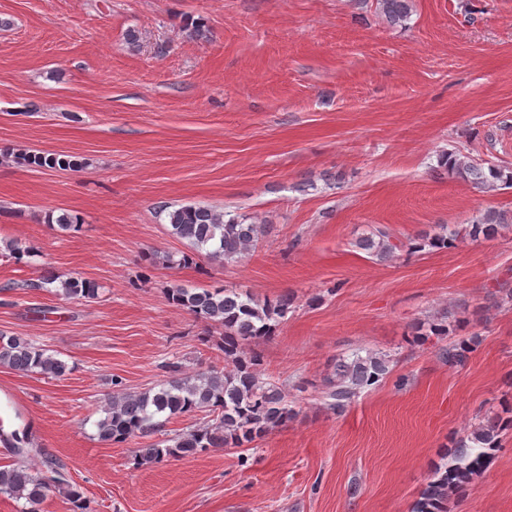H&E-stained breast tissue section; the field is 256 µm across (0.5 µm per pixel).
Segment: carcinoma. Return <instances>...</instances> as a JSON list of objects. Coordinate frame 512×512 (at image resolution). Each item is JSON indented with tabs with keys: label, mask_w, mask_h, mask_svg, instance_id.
Returning <instances> with one entry per match:
<instances>
[{
	"label": "carcinoma",
	"mask_w": 512,
	"mask_h": 512,
	"mask_svg": "<svg viewBox=\"0 0 512 512\" xmlns=\"http://www.w3.org/2000/svg\"><path fill=\"white\" fill-rule=\"evenodd\" d=\"M412 0H376V10L393 26H403L412 13ZM23 160L34 167L68 170L88 166L67 155L29 153ZM439 168L456 178L493 191L498 185L512 186V169L506 166L487 168L467 156L443 153ZM170 235L189 243L192 252L182 255L178 264L194 262L195 256L205 254L219 262H235L256 249L259 241L270 232L268 224L245 223V219L225 218L221 210L200 203L164 207ZM512 224V213L495 209L484 211L472 223L451 228L439 226L434 234H422L412 242L393 241L390 232L382 227L355 241V247L383 262L396 257L405 248L421 252L426 248L451 249L464 236L492 239L499 230ZM31 288L55 292L67 299L91 301L98 296V286L86 279L63 278L51 274L30 282L11 283L5 288ZM168 299L189 311L195 318L221 330L224 348V368L209 369L194 375L181 373V363L169 361L161 365L166 379L143 392L122 388V381L112 380L116 390L107 400L106 417L98 424V439L106 444H122L133 438L147 439L164 432L166 420L179 414H204L202 421L169 439L152 442L135 455L139 467L153 466L169 459L184 458L211 449L242 448L272 431L285 426L295 416L282 388L260 378V356L240 352V345L252 339L270 337L291 306L284 295L274 301L252 297L220 288L169 289ZM466 347L462 343L438 348L440 359L454 366L463 362ZM0 367L22 373H39L60 378L70 371L69 364L48 353L32 340L0 332ZM391 371L390 360L369 353L339 357L333 365L332 377L323 392L325 404L333 411H342L362 390L383 380ZM512 428V403L503 407V414L471 434V441L484 449L498 447L501 433ZM0 442L17 456L8 465H0V494L25 500L22 512H37L48 492H67L78 512H87L78 492L49 462L53 476L35 475L25 462L19 460L27 452V433H3L0 421ZM487 453L470 456L461 445L456 464L448 466L441 475L429 482L420 492L416 512H447L450 492L471 484L480 473Z\"/></svg>",
	"instance_id": "obj_1"
}]
</instances>
